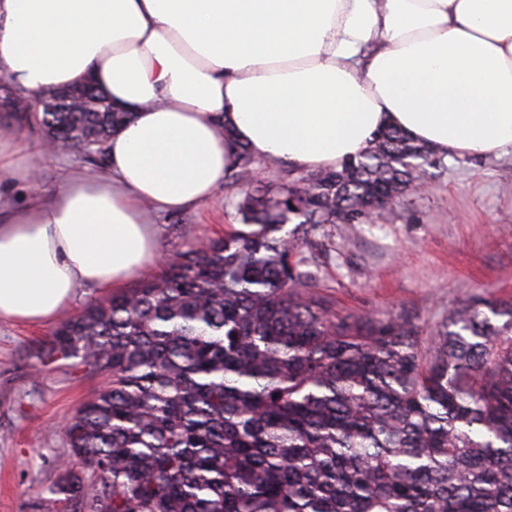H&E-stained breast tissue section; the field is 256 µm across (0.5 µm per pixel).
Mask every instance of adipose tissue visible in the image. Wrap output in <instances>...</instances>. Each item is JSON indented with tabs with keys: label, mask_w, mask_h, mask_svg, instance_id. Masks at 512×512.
Segmentation results:
<instances>
[{
	"label": "adipose tissue",
	"mask_w": 512,
	"mask_h": 512,
	"mask_svg": "<svg viewBox=\"0 0 512 512\" xmlns=\"http://www.w3.org/2000/svg\"><path fill=\"white\" fill-rule=\"evenodd\" d=\"M0 74L28 95L90 75L132 115L105 174L47 198L0 133V179L32 194L0 201V321L51 324L78 287L154 265L148 209L212 200L231 143L310 171L387 127L440 155L512 149V0H0Z\"/></svg>",
	"instance_id": "adipose-tissue-1"
}]
</instances>
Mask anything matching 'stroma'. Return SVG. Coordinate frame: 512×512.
I'll return each instance as SVG.
<instances>
[{"mask_svg":"<svg viewBox=\"0 0 512 512\" xmlns=\"http://www.w3.org/2000/svg\"><path fill=\"white\" fill-rule=\"evenodd\" d=\"M103 169L64 149L40 160L39 179L50 192L70 173ZM151 221L169 256L223 235L238 218L219 192L184 212H154ZM309 240L303 252L316 287L344 313L402 315L429 334L472 297L512 301V153L442 157L420 188L355 230L324 224ZM53 331L0 322V512H39L58 462L69 457L63 424L104 383L64 365L35 371L33 353Z\"/></svg>","mask_w":512,"mask_h":512,"instance_id":"obj_1","label":"stroma"}]
</instances>
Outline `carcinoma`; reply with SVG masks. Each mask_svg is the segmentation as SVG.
<instances>
[{
	"mask_svg": "<svg viewBox=\"0 0 512 512\" xmlns=\"http://www.w3.org/2000/svg\"><path fill=\"white\" fill-rule=\"evenodd\" d=\"M29 99L14 95L5 129L95 139L101 160L131 118L85 81L63 112ZM258 163L235 144L224 203L239 225L88 303L39 350V371L108 379L64 429L47 512H512V303L472 298L428 336L341 316L302 251L312 229L360 224L423 181L431 149L387 128L263 193Z\"/></svg>",
	"mask_w": 512,
	"mask_h": 512,
	"instance_id": "cac0c4a2",
	"label": "carcinoma"
}]
</instances>
